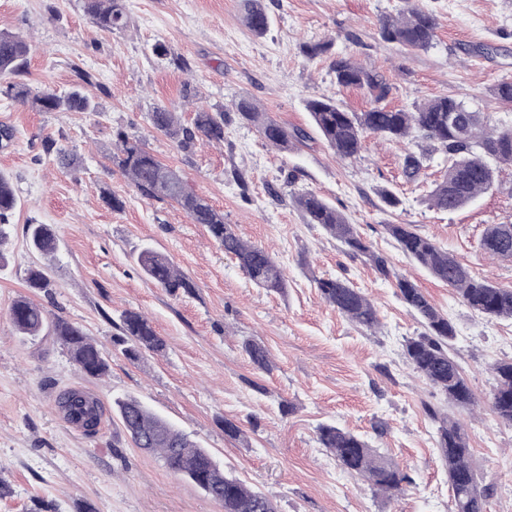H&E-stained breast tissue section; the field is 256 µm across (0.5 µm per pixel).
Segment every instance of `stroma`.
Returning <instances> with one entry per match:
<instances>
[{
	"instance_id": "1",
	"label": "stroma",
	"mask_w": 512,
	"mask_h": 512,
	"mask_svg": "<svg viewBox=\"0 0 512 512\" xmlns=\"http://www.w3.org/2000/svg\"><path fill=\"white\" fill-rule=\"evenodd\" d=\"M127 26L96 27L84 0H0V30L30 45L20 75L30 88L66 93L76 69L93 80L81 86L93 112H43L0 95V174L18 205L10 217L0 267V479L10 487L0 512H29L33 500L56 512H222L198 487L171 472L158 454L136 447L113 409L135 397L207 448L225 471L265 492L279 512H454L448 474L427 410L447 409L442 393L406 365L403 346L419 321L398 296L394 280H413L453 321L452 354L477 397L494 384L493 365L512 358V319H491L464 305L455 291L407 258L386 233L411 224L452 254L472 275L512 288V260L481 247L488 225L512 224V166H501L492 189L453 212L430 207L427 194L446 164L433 152L414 182L402 172L417 140H366L353 159H336L311 123L307 99L325 94L352 111L370 103L358 88L338 86L331 64L339 56L372 69L389 86L393 109H414L449 96L512 125V103L492 90L512 79V0H420L439 18L433 48L416 52L383 42L378 20L403 0H266L269 32L254 36L238 0H122ZM332 41L312 57L304 46ZM249 97L305 139L282 152L243 124L234 101ZM166 106L192 125L197 108L223 109L224 142L196 137L189 150L156 133L146 114ZM139 135L162 163L235 225L245 241L266 247L285 269L280 293L257 287L205 227L174 202L142 196L112 162L117 132ZM73 153L76 169L61 168L57 149ZM242 170L240 188L233 172ZM398 207H386L382 189ZM123 202L111 208L104 192ZM311 191L353 224L384 256V277L349 253L317 224L307 223L287 194ZM30 224L57 232L48 263V291L27 287L33 256ZM165 254L194 290L176 296L148 281L136 263L143 247ZM340 278L371 299L380 325L370 332L321 299L320 278ZM26 297L52 315L80 325L104 352L108 372L81 373L51 336L32 338L9 318ZM145 314L166 341L162 353L129 360L119 341L121 315ZM262 341L272 368L257 369L243 349ZM79 390L98 401L95 433L72 424L60 393ZM468 435L472 463L488 487L486 512H512V427L488 407L453 411ZM235 422L240 438L224 434ZM362 435L411 477L389 499L342 470L317 441L320 424Z\"/></svg>"
}]
</instances>
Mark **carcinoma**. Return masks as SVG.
Masks as SVG:
<instances>
[{"instance_id": "obj_1", "label": "carcinoma", "mask_w": 512, "mask_h": 512, "mask_svg": "<svg viewBox=\"0 0 512 512\" xmlns=\"http://www.w3.org/2000/svg\"><path fill=\"white\" fill-rule=\"evenodd\" d=\"M243 20L257 37L269 30L270 16L263 0H240ZM85 10L92 22L105 31L126 27V15L121 0H85ZM439 26L437 15L414 2L395 14L380 19L381 39L414 51H426L434 45ZM29 45L20 35L0 31V79L24 72ZM336 83L342 87L365 89L371 96L370 107L353 112L335 98L320 96L306 101L312 123L327 146L342 159L360 154L365 136L373 134L395 141L409 137L433 143L434 149L446 155V171L441 181L428 194L431 207L452 212L469 204L492 188L496 165H512V126L489 130L490 117L470 109L462 101L448 96L437 97L412 111L390 109L382 104L388 87L376 72L366 69L350 58H338L332 63ZM6 95L15 100L32 101L43 112H94L96 106L80 86L65 95L49 90H33L24 84L7 86ZM234 108L239 119L252 126L271 146L286 152L293 142L304 137L300 130L288 131L273 120L253 99L240 98ZM463 116V122L448 126V114ZM152 129L188 148L199 135L220 144L224 142V112H196L194 127H185L176 113L157 106L147 114ZM119 153L113 161L129 178L131 184L148 198L169 199L177 203L194 224L205 226L209 234L233 256L241 269L259 288L281 292L286 279L283 269L265 248L244 241L234 225L224 223V214L193 191L183 177L163 164L145 147L140 138L125 132L116 135ZM430 154L409 152L403 161V174L418 179L426 168ZM291 201L305 215L309 224H319L339 240L348 252L366 257L384 276L391 275L385 257L373 252L356 233L352 224L321 197L305 191L291 195ZM17 206L11 183L0 175V245L5 243L4 231L9 216ZM387 233L398 249L417 261L440 282L456 290L463 303L488 318L512 319V288H500L479 279L447 251L430 238L420 235L411 224H388ZM26 237L32 253L48 258L56 254L59 239L49 224H29ZM483 249L490 255L512 260V224H491L483 239ZM137 263L144 276L171 295L189 293L193 284L164 254L151 247L143 248ZM27 286L43 291L50 285L47 267L37 264L26 271ZM323 300L355 325L371 330L378 326L377 311L360 291L339 278L316 281ZM398 295L418 316L425 333L406 341L405 361L433 388L445 395L451 406L467 408L476 397L464 373L450 353L455 327L448 316L430 302L418 285L405 276L396 277ZM10 318L21 334L37 337L45 330L64 347L77 368L91 377L103 375L108 369L104 353L74 323L56 317L49 319L45 309L26 297L16 299L10 308ZM126 356L137 361L145 352L160 353L166 343L157 335L151 322L135 311L121 315ZM244 349L251 362L260 370L271 367L270 354L260 342L248 340ZM496 385L486 402L497 420L512 427V359L493 365ZM58 404L67 419L89 432L96 431L101 410L96 401L79 391H65ZM115 411L132 441L140 448L161 454L167 468L200 488L206 496L219 503L224 512H278L273 499L249 488L239 478L221 468L213 455L197 446L180 429L156 414L134 397L115 400ZM437 423V449L448 472V484L454 502V512H484L488 489L480 487L476 472L469 461L468 438L460 424L448 414L427 408ZM319 444L328 449L339 466L360 475L372 487L392 496L403 490L411 478L391 459L370 447L359 435L333 425L317 428Z\"/></svg>"}]
</instances>
